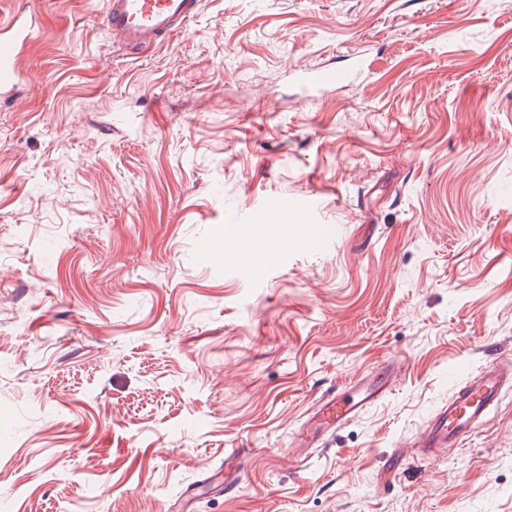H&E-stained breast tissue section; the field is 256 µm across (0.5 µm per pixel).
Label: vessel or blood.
Listing matches in <instances>:
<instances>
[{"mask_svg": "<svg viewBox=\"0 0 512 512\" xmlns=\"http://www.w3.org/2000/svg\"><path fill=\"white\" fill-rule=\"evenodd\" d=\"M200 0H106L102 25L112 44L128 53H139L170 38L187 27L199 11ZM31 28L14 19L9 32L0 38V91L9 92L20 76L15 60ZM398 379L397 372L385 371L334 389L319 400L310 416V429L301 442L313 446L322 436L333 433L381 401ZM512 384V369L497 362L486 363L477 374L456 382L446 405L428 421L416 443L421 454L458 447L484 424L499 404L504 388Z\"/></svg>", "mask_w": 512, "mask_h": 512, "instance_id": "1", "label": "vessel or blood"}]
</instances>
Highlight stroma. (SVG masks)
Returning <instances> with one entry per match:
<instances>
[{
    "mask_svg": "<svg viewBox=\"0 0 512 512\" xmlns=\"http://www.w3.org/2000/svg\"><path fill=\"white\" fill-rule=\"evenodd\" d=\"M22 8L0 512H512V390L462 447L395 453L512 361V0H201L138 55L93 0H0V27ZM388 362L289 462L320 396ZM397 379L398 370L392 367L368 381L362 378L328 392L314 408L310 416L309 432L301 438L302 443L298 445L311 447L321 436L337 431L381 401L391 391Z\"/></svg>",
    "mask_w": 512,
    "mask_h": 512,
    "instance_id": "obj_1",
    "label": "stroma"
}]
</instances>
